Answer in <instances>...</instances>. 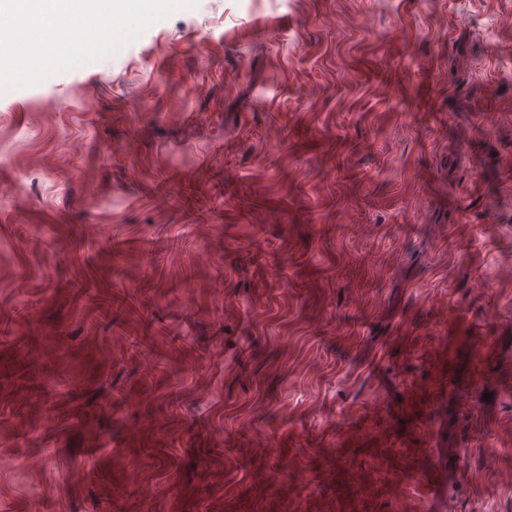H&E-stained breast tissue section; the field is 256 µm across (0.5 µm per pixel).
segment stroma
<instances>
[{
    "instance_id": "obj_1",
    "label": "stroma",
    "mask_w": 512,
    "mask_h": 512,
    "mask_svg": "<svg viewBox=\"0 0 512 512\" xmlns=\"http://www.w3.org/2000/svg\"><path fill=\"white\" fill-rule=\"evenodd\" d=\"M24 307L0 512H347L348 457L362 512H512V0H198L0 95ZM472 337L464 336L457 348L448 351V373L454 376L458 387L467 392L474 390L479 375V356L470 349ZM360 467L352 459H347L342 464L338 477L350 490L349 495V506L350 511L362 510L361 497L358 493V487L360 483L359 475Z\"/></svg>"
}]
</instances>
